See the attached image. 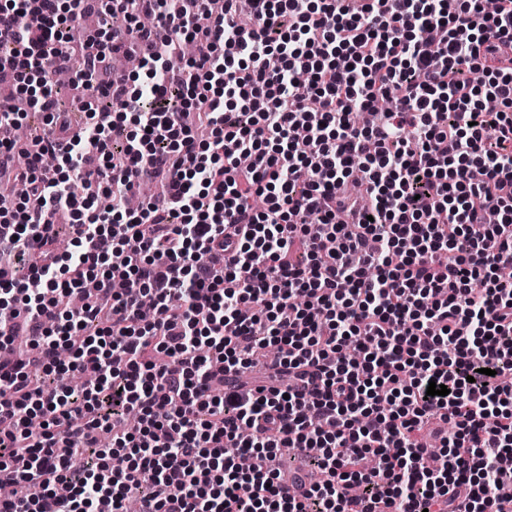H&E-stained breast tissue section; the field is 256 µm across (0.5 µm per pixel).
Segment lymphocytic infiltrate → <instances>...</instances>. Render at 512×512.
I'll use <instances>...</instances> for the list:
<instances>
[{"label": "lymphocytic infiltrate", "mask_w": 512, "mask_h": 512, "mask_svg": "<svg viewBox=\"0 0 512 512\" xmlns=\"http://www.w3.org/2000/svg\"><path fill=\"white\" fill-rule=\"evenodd\" d=\"M248 5L101 0L126 24L81 57L75 133L49 77L82 0H0V74L39 73L45 115L0 140L27 186L0 206V351L36 342L0 362V512H512V0ZM117 53L138 70L94 109ZM155 179L162 200L127 210ZM103 192L110 210L83 200ZM280 448L311 455L301 499L240 466Z\"/></svg>", "instance_id": "lymphocytic-infiltrate-1"}]
</instances>
